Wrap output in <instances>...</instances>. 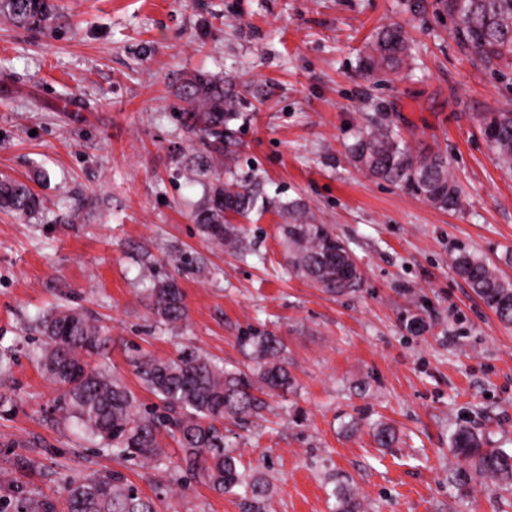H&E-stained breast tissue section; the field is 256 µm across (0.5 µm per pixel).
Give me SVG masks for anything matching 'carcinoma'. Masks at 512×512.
Masks as SVG:
<instances>
[{"label":"carcinoma","instance_id":"1","mask_svg":"<svg viewBox=\"0 0 512 512\" xmlns=\"http://www.w3.org/2000/svg\"><path fill=\"white\" fill-rule=\"evenodd\" d=\"M405 8L414 18L431 13L453 20L457 46L483 69L495 73L512 63V0H405ZM57 12L54 0H0V17L19 28L45 29ZM410 52L401 26H383L362 59L363 70L398 73L406 67ZM178 97L183 102L182 128L210 147L185 158L187 171L209 181L208 196L195 212V223L213 242L241 252L239 231L227 214L248 217L256 196L245 184L223 180L224 160H232L227 146L233 142L230 123L241 106L240 98L224 91V80L203 73L187 78L178 88ZM481 124L500 168L512 172V110L488 112ZM350 154L370 175L400 185L439 209L459 206L460 192L448 156L411 146L387 125L361 134L350 146ZM44 209L45 200L28 185L0 178L1 211L34 217ZM284 209L289 218L283 227L288 270L331 294L359 287V277L351 284L336 277V260L354 254L330 226L317 223L299 201L287 203ZM454 267L497 319L511 326L512 280L467 252L455 258ZM147 307L165 325L180 323L187 316L183 291L173 277L153 278ZM38 331L37 364L59 391L58 409L91 440L119 459L160 470L171 465L163 442L166 432L180 448L175 468L184 477L240 498L246 512H266L270 484L259 471L241 467L236 449L224 435V420L257 417L265 406L257 393H284L291 388L288 359L277 336L259 332L244 337L254 361L247 372L227 369L194 350H183L170 359L133 355L141 380L163 403L161 408H146L122 381L89 362L107 350L111 342L107 326L66 309L43 315ZM375 437L386 448L398 439L396 429L388 424L378 427ZM451 443L461 466L484 479L512 480V456L503 449L484 447L483 439L466 427L453 433ZM64 492L60 501L19 488L12 498L0 499V512H157L153 501L119 473L71 478ZM333 495L334 512H364L351 491L340 488Z\"/></svg>","mask_w":512,"mask_h":512}]
</instances>
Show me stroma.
Wrapping results in <instances>:
<instances>
[{"instance_id":"35a3bbf8","label":"stroma","mask_w":512,"mask_h":512,"mask_svg":"<svg viewBox=\"0 0 512 512\" xmlns=\"http://www.w3.org/2000/svg\"><path fill=\"white\" fill-rule=\"evenodd\" d=\"M58 4L46 30L0 18V174L47 200L31 221L0 212V495L59 496L70 476L117 471L158 512H242L238 498L113 457L64 419L32 356L38 319L61 306L110 328L91 363L146 407L158 399L130 346L242 368V336H279L292 389L229 432L271 484L267 512H332L340 487L367 512H512V487L487 485L449 450L466 425L512 453V326L454 269L465 249L512 278V175L479 126L481 113L512 109V74L474 66L451 23L411 19L402 0ZM389 23L413 42L409 66L362 77ZM199 70L241 97L233 173L258 198L234 220L243 257L194 221L205 189L185 169L193 144L176 89ZM379 121L447 152L457 210L354 166L348 146ZM295 200L357 256L356 292L334 296L289 272L283 207ZM157 275L183 290L177 326L147 311ZM380 421L397 431L392 447L373 438Z\"/></svg>"}]
</instances>
